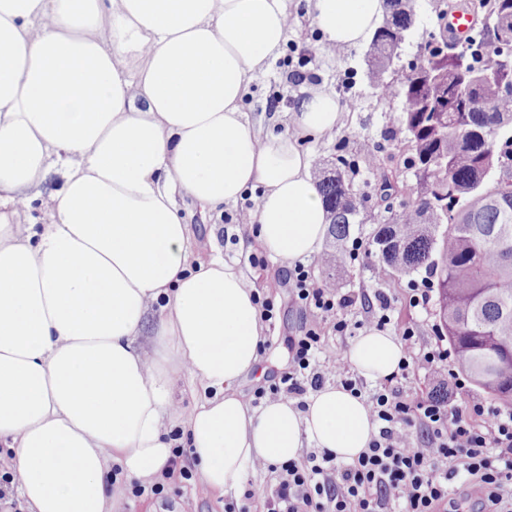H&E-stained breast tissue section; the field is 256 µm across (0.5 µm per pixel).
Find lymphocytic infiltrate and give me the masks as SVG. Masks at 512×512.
<instances>
[{"instance_id": "obj_1", "label": "lymphocytic infiltrate", "mask_w": 512, "mask_h": 512, "mask_svg": "<svg viewBox=\"0 0 512 512\" xmlns=\"http://www.w3.org/2000/svg\"><path fill=\"white\" fill-rule=\"evenodd\" d=\"M288 278L296 299L317 310L320 322L291 341L288 371L278 382L258 388L255 400L300 399L329 376L361 395L362 379L342 354L330 352L321 332L327 323L346 332L358 308L366 313L367 326L393 328L403 343L401 376L418 367L435 369L450 355L439 347L415 350L416 326L394 321L383 291L359 299L339 293L315 281L310 266L301 262ZM320 354L327 357L322 368L316 365ZM368 403L377 429L354 462L318 450L269 466L274 483L263 501L248 490L225 512H455L460 489L471 485L481 492L474 512H512V410L461 406L437 395L413 401L404 388L385 383Z\"/></svg>"}]
</instances>
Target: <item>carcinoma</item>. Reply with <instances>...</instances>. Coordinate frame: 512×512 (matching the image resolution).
<instances>
[{
    "mask_svg": "<svg viewBox=\"0 0 512 512\" xmlns=\"http://www.w3.org/2000/svg\"><path fill=\"white\" fill-rule=\"evenodd\" d=\"M392 20L380 24L365 54L366 76L379 98L401 104L396 140L415 183L399 214L381 218L369 256L398 275L425 267L436 276L437 326L469 383L512 409V188L498 181L512 162V0H468L480 17L464 44L448 27L429 34L417 72L388 77L411 32L417 0H391ZM490 71L472 87L465 80ZM359 163L380 170L375 146L359 147ZM316 183L330 220L332 252L347 262L344 243L365 223V197L348 175L323 169Z\"/></svg>",
    "mask_w": 512,
    "mask_h": 512,
    "instance_id": "cac0c4a2",
    "label": "carcinoma"
}]
</instances>
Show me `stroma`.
<instances>
[{
  "mask_svg": "<svg viewBox=\"0 0 512 512\" xmlns=\"http://www.w3.org/2000/svg\"><path fill=\"white\" fill-rule=\"evenodd\" d=\"M319 35L310 25L304 7L294 9L288 41L281 56L264 73L251 81L249 93L243 103L251 123H258L263 112L286 111L302 90L324 86L335 91L344 112V125L332 137L312 145L313 164L337 163L339 158H352L357 148L364 144L384 148L390 159L383 171L363 172L356 178V185L367 196L366 220L355 225L353 235L368 240L380 216L379 186L382 175H390L404 182L413 176L403 165L404 155L397 142L387 140L386 132L393 128L400 111L399 104L384 105L378 102L375 91L366 78L365 50L357 48L330 56L318 46ZM303 73L301 83L292 84L288 76L292 71ZM237 206H225L222 214L193 211L189 231L196 258L206 260L222 254L226 261L237 263L244 272L257 298L273 301L275 317L265 322L266 342L261 354V373H250L238 386L243 398L252 397L256 388L266 385L269 377L287 371L290 364L288 340L301 335L314 320L293 299L285 281L288 268L274 259L261 246L251 252L238 249L240 226L235 222ZM424 271L412 277H401L382 263L359 255L347 262L345 269L335 271L339 292L350 295L384 291L391 300L392 314L402 323L418 327L415 347L427 350L440 344L435 329L437 319L433 310L413 307L410 303L411 281L422 280ZM161 496L137 497L125 493L116 512H224L225 499L211 491L200 474L183 478L174 473L164 481Z\"/></svg>",
  "mask_w": 512,
  "mask_h": 512,
  "instance_id": "obj_1",
  "label": "stroma"
}]
</instances>
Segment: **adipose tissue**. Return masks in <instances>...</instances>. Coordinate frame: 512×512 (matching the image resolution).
<instances>
[{"label": "adipose tissue", "instance_id": "obj_1", "mask_svg": "<svg viewBox=\"0 0 512 512\" xmlns=\"http://www.w3.org/2000/svg\"><path fill=\"white\" fill-rule=\"evenodd\" d=\"M384 12V0H308L322 43L343 49ZM289 17L288 0H0V442L31 512H112L111 465L128 480L160 475L180 417L223 496L239 495L255 460L309 446L351 462L367 448L370 406L343 388L313 392L303 412L249 407L237 385L264 341L253 290L221 255L191 260L189 201L219 213L260 190L240 244L283 262L327 233L301 142L341 125L338 96L308 91L288 133L241 112ZM345 357L378 381L404 351L371 328ZM181 376L203 391L186 414Z\"/></svg>", "mask_w": 512, "mask_h": 512}]
</instances>
